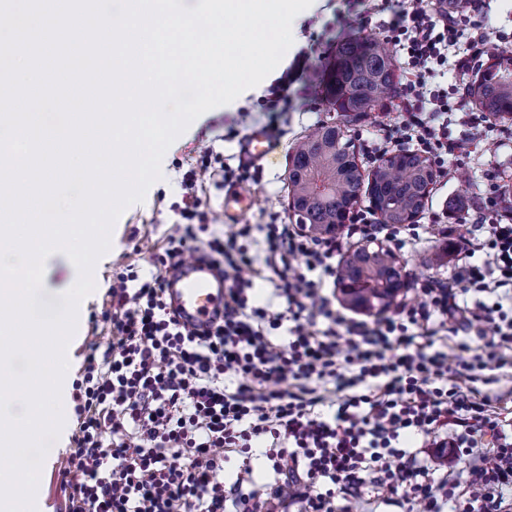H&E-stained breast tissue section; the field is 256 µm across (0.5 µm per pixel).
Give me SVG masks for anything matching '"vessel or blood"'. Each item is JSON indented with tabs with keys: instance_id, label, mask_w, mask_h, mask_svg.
Listing matches in <instances>:
<instances>
[{
	"instance_id": "1",
	"label": "vessel or blood",
	"mask_w": 512,
	"mask_h": 512,
	"mask_svg": "<svg viewBox=\"0 0 512 512\" xmlns=\"http://www.w3.org/2000/svg\"><path fill=\"white\" fill-rule=\"evenodd\" d=\"M274 144L268 132L251 131L242 143L240 160L251 166L266 160ZM252 203L250 194L235 187L224 194V217L236 222L248 211ZM167 292L175 309L189 327L209 328L214 314L224 308V278L209 262L198 255L176 261L174 267L163 273Z\"/></svg>"
}]
</instances>
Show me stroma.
I'll return each mask as SVG.
<instances>
[{
	"instance_id": "obj_1",
	"label": "stroma",
	"mask_w": 512,
	"mask_h": 512,
	"mask_svg": "<svg viewBox=\"0 0 512 512\" xmlns=\"http://www.w3.org/2000/svg\"><path fill=\"white\" fill-rule=\"evenodd\" d=\"M475 20L480 27L496 32L498 50L512 52V0H476ZM393 0L360 10L357 0H320L318 6L298 20L292 30L295 52L309 57L314 71H321L336 49L337 41L350 37L381 36L384 25L392 17ZM363 12L364 23L349 30L336 27L337 12ZM267 92L239 97L227 107H217L205 114V119L193 139L181 141L168 148L162 165L163 184H152L143 202L130 205L119 217L111 232V247L96 263L93 274L96 288L77 311L76 328L69 340L71 353L68 369L61 384V397L73 400V382L82 365L89 344L107 345L112 337V326L102 312L105 292L113 272L135 262L140 276L154 271L152 261L167 246V237L180 220V209L186 193L183 175L198 157L201 148L212 150L213 167H224L240 177V183L252 195L253 203L244 221L255 230L247 242L250 254H261L263 234L258 227L272 219L294 223L288 209L286 180L289 156L299 137L323 121L337 120V113L329 111L319 97L302 95L299 84L288 90L287 103L270 107ZM278 127L275 147L262 165L245 168L239 158L243 137L254 129ZM474 159L470 166L439 173L429 201L418 223L421 239L414 244L401 242L378 234V241L389 246L405 264L408 288L401 302L426 303L423 284L432 280L448 282L453 288L465 285V270L460 269L455 253L473 229L470 209L479 207L485 187L478 179L486 166L496 167L504 179L512 178V149L487 150L485 137L478 136L470 143ZM447 211L448 221L434 223L435 214ZM78 278V271L69 257L55 252L45 261L42 302L59 306V297L69 290ZM73 420H66L56 445L50 448L42 465V481L35 495L42 512H64L65 495L60 472L72 448Z\"/></svg>"
}]
</instances>
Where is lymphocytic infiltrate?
<instances>
[{
  "mask_svg": "<svg viewBox=\"0 0 512 512\" xmlns=\"http://www.w3.org/2000/svg\"><path fill=\"white\" fill-rule=\"evenodd\" d=\"M400 60V111L395 137L372 141L380 157L389 142L428 156L439 171L465 166L466 141L448 127L459 120L475 133L490 121L471 111L466 83L437 77L453 67L482 65L492 35L467 9L407 0L384 28ZM486 203L478 214L485 237L467 240L466 290L481 294L459 305L454 289L430 282L421 305L356 321L333 309L313 271L333 274L337 243L317 241L287 224H265L263 255L244 244L251 225L209 232L207 213L189 195L160 267L185 253L209 256L224 275V316L205 333L178 319L162 275L140 279L135 264L117 273L106 293L112 325L106 349L90 344L74 382L73 451L61 472L65 512H336L337 500L363 503L365 486L422 512H512V391L501 371L512 368V211L499 203L497 170L485 169ZM280 280L286 310L257 306V281ZM466 330L495 324L487 346L463 371L434 344L448 323ZM285 329L280 341L277 329ZM430 436L466 461L465 475L419 460L402 449L409 435ZM264 444L274 473L262 492L215 479L228 454L251 471Z\"/></svg>",
  "mask_w": 512,
  "mask_h": 512,
  "instance_id": "f902f5d3",
  "label": "lymphocytic infiltrate"
}]
</instances>
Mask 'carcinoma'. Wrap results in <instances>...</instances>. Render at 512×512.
<instances>
[{
  "mask_svg": "<svg viewBox=\"0 0 512 512\" xmlns=\"http://www.w3.org/2000/svg\"><path fill=\"white\" fill-rule=\"evenodd\" d=\"M399 83L397 60L380 39L358 37L337 47L319 94L340 120L322 122L300 137L288 165V210L310 237L340 235L365 188L379 224H412L425 209L437 178L426 157L402 150L366 174L347 136L350 125L392 102ZM467 102L494 122H512L511 55L490 54L468 85ZM405 281L404 264L385 246L350 248L336 268L337 287L369 314L390 310L380 296Z\"/></svg>",
  "mask_w": 512,
  "mask_h": 512,
  "instance_id": "cac0c4a2",
  "label": "carcinoma"
}]
</instances>
